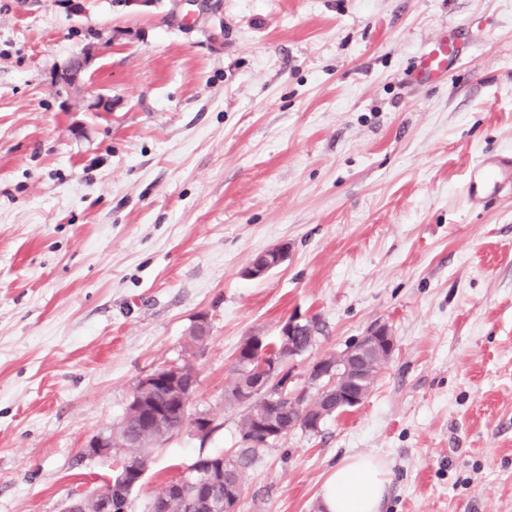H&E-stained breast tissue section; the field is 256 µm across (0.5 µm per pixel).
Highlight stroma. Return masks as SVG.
<instances>
[{"mask_svg":"<svg viewBox=\"0 0 512 512\" xmlns=\"http://www.w3.org/2000/svg\"><path fill=\"white\" fill-rule=\"evenodd\" d=\"M457 27L461 63L416 81ZM90 47L85 96L108 112L54 86ZM495 155H512V0H0V512L99 490L114 464L85 446L161 367L194 366L189 414L215 428L155 449L129 512L235 456L238 350L291 317L320 326L293 391L373 326L396 348L363 403L258 452L237 512H320L359 454L386 467L381 512H512V190L466 194ZM265 261L259 265H250L245 270V275L250 278H259L287 260L288 247L284 245L275 246L263 253Z\"/></svg>","mask_w":512,"mask_h":512,"instance_id":"stroma-1","label":"stroma"}]
</instances>
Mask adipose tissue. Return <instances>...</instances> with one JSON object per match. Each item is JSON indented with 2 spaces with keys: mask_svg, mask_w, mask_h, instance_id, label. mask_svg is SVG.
<instances>
[{
  "mask_svg": "<svg viewBox=\"0 0 512 512\" xmlns=\"http://www.w3.org/2000/svg\"><path fill=\"white\" fill-rule=\"evenodd\" d=\"M386 472L374 457L346 459L326 478L321 496L323 512H380Z\"/></svg>",
  "mask_w": 512,
  "mask_h": 512,
  "instance_id": "ef3b65f1",
  "label": "adipose tissue"
}]
</instances>
